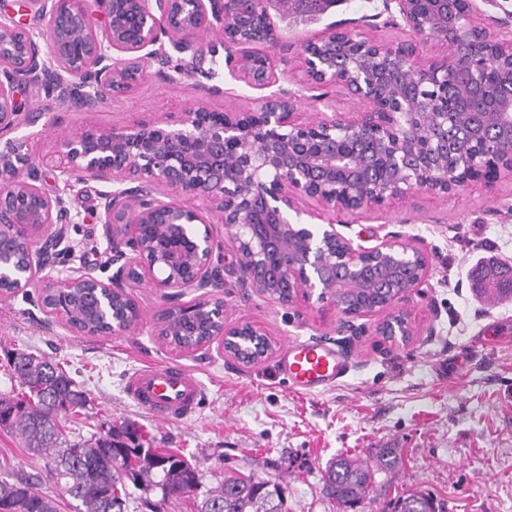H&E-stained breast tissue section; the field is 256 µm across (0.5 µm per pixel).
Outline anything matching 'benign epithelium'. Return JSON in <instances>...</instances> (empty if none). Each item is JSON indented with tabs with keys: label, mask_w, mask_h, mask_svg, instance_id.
Listing matches in <instances>:
<instances>
[{
	"label": "benign epithelium",
	"mask_w": 512,
	"mask_h": 512,
	"mask_svg": "<svg viewBox=\"0 0 512 512\" xmlns=\"http://www.w3.org/2000/svg\"><path fill=\"white\" fill-rule=\"evenodd\" d=\"M393 3L409 39L368 37L359 50L352 33L331 29L306 37L297 51L301 85H339L367 104L362 112H322L303 122L285 90L256 110L219 111L198 101L175 121L62 134L54 157L36 160L38 134L17 135L46 116L23 101L32 85L58 105L104 109L148 76L150 61L176 86L185 78L211 81L226 68L267 88L285 58L265 0H25L24 11L44 28L0 20V297L25 288L43 298L92 288L109 327L84 334H121L141 322L128 288L146 283L162 291L161 313L207 319L208 338L188 352L218 340L232 357L243 338L267 355L265 330L224 316V289L234 286L288 307L329 297L343 330L355 335V321L380 314L377 334L409 343L415 331L405 304L429 277L428 254L394 232L374 247H355L331 215L512 179V91L487 106L506 148L473 151L451 168L448 130L481 128L486 111L462 113L464 125L420 92L431 85L448 95V66L461 50L470 68L512 80V37L491 34L474 0H446L443 20L420 13L418 0L386 5ZM49 173L52 194L42 188ZM78 185L94 192L105 260L51 279L48 270L71 250L65 242L80 218ZM303 198L317 209L302 210ZM291 212L321 223L292 222ZM374 263L391 273L408 265L413 276L398 285L383 280L384 298L373 306L346 307L341 300L359 291ZM101 267L112 275L99 278Z\"/></svg>",
	"instance_id": "7a95c632"
}]
</instances>
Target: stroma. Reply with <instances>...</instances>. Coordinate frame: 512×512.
<instances>
[{"mask_svg":"<svg viewBox=\"0 0 512 512\" xmlns=\"http://www.w3.org/2000/svg\"><path fill=\"white\" fill-rule=\"evenodd\" d=\"M269 10L286 47L338 24L386 41L408 37L384 0H335L313 15L280 11L271 0ZM288 70L279 65L277 86L296 93L307 116L326 107L365 110L364 102L338 86L328 87L326 103L317 102ZM218 85L219 93L210 94L194 80L175 86L152 74L101 111L53 108L52 128L33 151L51 153L57 133L88 124L160 117L198 99L220 111L241 110L269 94L229 75ZM510 208L512 180L504 178L457 197L399 199L341 226L357 246H375L396 232L429 253L430 276L407 304L417 330L409 344L376 335L372 317L364 318L359 335L339 333L329 299L291 309L232 292L224 296L226 319L254 322L275 349L267 360L246 366L225 357L217 342L195 353L165 343L156 316L166 301L156 289L133 286L142 313L133 331L84 336L51 314L39 290L30 288L0 300V395L19 393L7 358L14 349L29 348L61 363L87 394V408L65 420L66 431L89 438L133 420L154 447L193 454L205 486L223 474L251 473L279 483L287 512H341L322 490L329 462L340 454L369 458L375 449L398 448L403 464L388 475L393 490H427L444 501L446 512H512V301L478 300L471 280L479 262L512 263ZM297 340L334 344L348 357L350 374L324 393L295 392L277 364L279 351ZM150 363L183 366L197 378L204 397L192 417L160 423L127 399L124 377ZM2 463L13 475L38 479L42 491L57 497L60 512H75L44 462L20 436L0 429Z\"/></svg>","mask_w":512,"mask_h":512,"instance_id":"obj_1","label":"stroma"}]
</instances>
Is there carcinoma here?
Masks as SVG:
<instances>
[{"instance_id": "obj_1", "label": "carcinoma", "mask_w": 512, "mask_h": 512, "mask_svg": "<svg viewBox=\"0 0 512 512\" xmlns=\"http://www.w3.org/2000/svg\"><path fill=\"white\" fill-rule=\"evenodd\" d=\"M98 307L96 295L86 291L71 304L75 319ZM22 397L0 396V428L14 432L26 448L43 459L62 493L76 502V512H125L126 482L157 491L160 498L145 501L151 512H165L168 503L190 499L196 512H283L278 484L253 475H226L217 486L200 491L201 474L182 453L144 447L138 428L129 422L95 440L75 439L61 427V419L81 412L84 392L58 365L25 350L11 357ZM397 448H380L373 459L339 456L325 472V493L352 509L369 495L390 497L391 512H443L442 505L423 491L391 496V486L375 480L401 466ZM7 512H58L56 499L30 478L0 472V503Z\"/></svg>"}]
</instances>
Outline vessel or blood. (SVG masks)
I'll list each match as a JSON object with an SVG mask.
<instances>
[{
	"instance_id": "1",
	"label": "vessel or blood",
	"mask_w": 512,
	"mask_h": 512,
	"mask_svg": "<svg viewBox=\"0 0 512 512\" xmlns=\"http://www.w3.org/2000/svg\"><path fill=\"white\" fill-rule=\"evenodd\" d=\"M279 371L294 391L319 394L336 387L347 375L345 359L330 345L318 341L288 343ZM127 396L159 421L189 417L202 400V387L186 370L175 366H147L129 374Z\"/></svg>"
}]
</instances>
